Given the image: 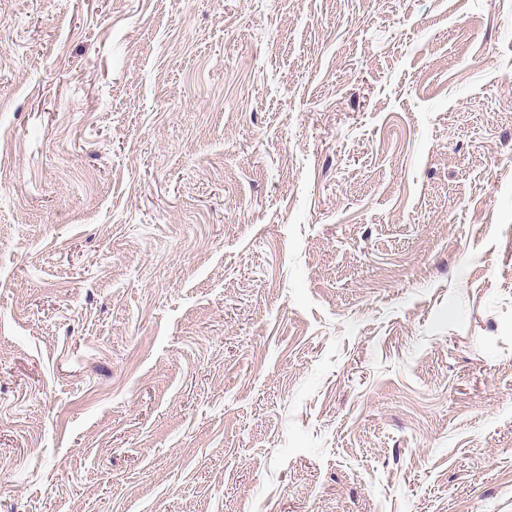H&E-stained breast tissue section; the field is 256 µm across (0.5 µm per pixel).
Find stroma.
I'll return each mask as SVG.
<instances>
[{"mask_svg": "<svg viewBox=\"0 0 512 512\" xmlns=\"http://www.w3.org/2000/svg\"><path fill=\"white\" fill-rule=\"evenodd\" d=\"M0 512H512V0H0Z\"/></svg>", "mask_w": 512, "mask_h": 512, "instance_id": "stroma-1", "label": "stroma"}]
</instances>
